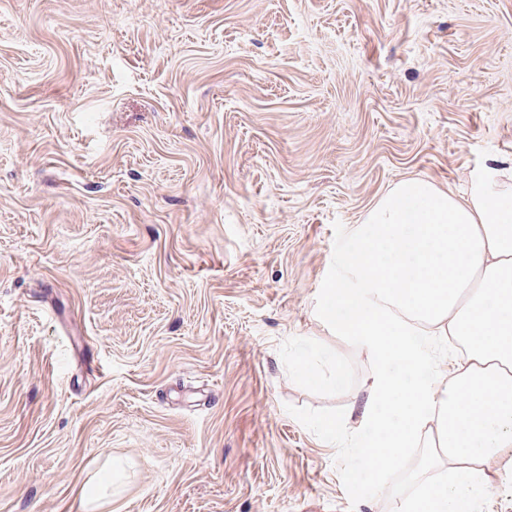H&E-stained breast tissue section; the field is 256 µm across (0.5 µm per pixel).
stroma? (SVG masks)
Listing matches in <instances>:
<instances>
[{
	"mask_svg": "<svg viewBox=\"0 0 512 512\" xmlns=\"http://www.w3.org/2000/svg\"><path fill=\"white\" fill-rule=\"evenodd\" d=\"M510 157L512 0H0V512H399L318 307L391 186ZM111 474L112 469L110 472L107 469H101L89 479L88 483L93 489V494L83 495V505L85 504L86 508L99 507V502L107 497L106 490L112 484Z\"/></svg>",
	"mask_w": 512,
	"mask_h": 512,
	"instance_id": "stroma-1",
	"label": "stroma"
}]
</instances>
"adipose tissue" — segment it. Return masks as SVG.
I'll use <instances>...</instances> for the list:
<instances>
[{"instance_id": "1", "label": "adipose tissue", "mask_w": 512, "mask_h": 512, "mask_svg": "<svg viewBox=\"0 0 512 512\" xmlns=\"http://www.w3.org/2000/svg\"><path fill=\"white\" fill-rule=\"evenodd\" d=\"M321 314L375 360L355 454L368 472L430 448L448 478L401 512H482L492 465L512 449V161L473 172L464 193L397 183L336 254ZM451 337V372L423 376L429 339Z\"/></svg>"}]
</instances>
